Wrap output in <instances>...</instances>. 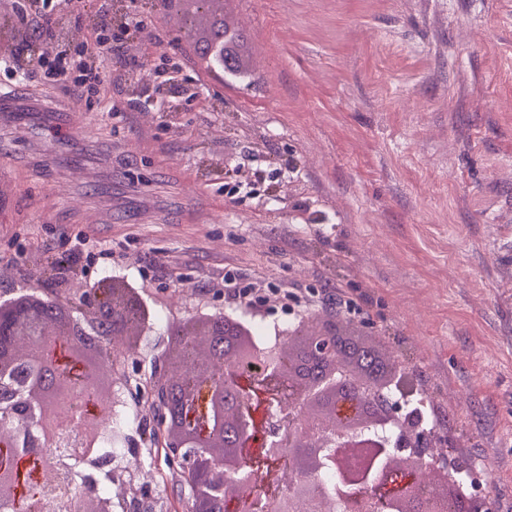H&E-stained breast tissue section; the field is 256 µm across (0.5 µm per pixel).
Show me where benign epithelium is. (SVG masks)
Listing matches in <instances>:
<instances>
[{
    "label": "benign epithelium",
    "instance_id": "benign-epithelium-1",
    "mask_svg": "<svg viewBox=\"0 0 512 512\" xmlns=\"http://www.w3.org/2000/svg\"><path fill=\"white\" fill-rule=\"evenodd\" d=\"M143 310L139 294L130 290L109 295L99 288H78L64 301L44 294L27 309L13 297L0 300V417L15 429L14 445L23 454L30 448L59 447L68 435L86 448L100 440L102 425L85 418L63 373L56 372L45 398L36 395L34 387L46 368L56 365L63 337L92 334L110 339L120 329L141 325ZM224 324L221 314L174 323L169 334L179 345V356L163 361L153 385L154 421L167 432L169 453L182 459L193 476L192 512H223L226 500L253 512L264 494L239 458V451L250 447L255 420L242 403L248 390L241 386L235 366L257 356L290 387L288 402L267 401L269 429L262 444L266 455L286 458L292 466L276 512H296L300 501L307 503L308 512H322L326 498L330 512H336V497L325 496L317 477L327 463L342 471L350 459L361 461L364 469L345 474V486L352 481L388 484L398 475L396 462L401 471L417 472L432 486L433 496L423 499L413 483L400 485L390 512H493L492 495L481 498L455 491L462 479L451 476L432 453L447 440L425 426L422 401L406 389L400 368L394 365L384 380L356 389L346 378L322 372L339 350L336 329L325 319L288 333V343L302 345L313 367L305 379L296 372L297 359L280 343L260 355L253 349L236 355L232 362L226 360L224 348L213 346L209 359L202 360L197 337H222ZM111 357L110 351L96 350L93 366L83 369L82 378L91 397L115 406V389L102 395L94 377L96 371L110 372ZM81 460L74 452L41 456L45 477L36 495H66L69 512H89L92 504L100 512H112V502L93 486L75 490L63 480V472H74ZM15 499V476L3 469L0 504Z\"/></svg>",
    "mask_w": 512,
    "mask_h": 512
}]
</instances>
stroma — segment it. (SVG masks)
<instances>
[{"label": "stroma", "mask_w": 512, "mask_h": 512, "mask_svg": "<svg viewBox=\"0 0 512 512\" xmlns=\"http://www.w3.org/2000/svg\"><path fill=\"white\" fill-rule=\"evenodd\" d=\"M159 4L139 12L159 42L126 55H178L170 111L118 60L112 85L134 107L114 118L86 95L81 136L32 99L0 111L13 146L0 160V297L112 278L148 309L136 354L112 370L118 444L143 468L95 466L98 493L113 512H187L150 381L169 327L226 312L232 276L269 332L294 318L268 293L320 314L347 303L427 397L449 463L490 460L496 512H512V0H225L248 46L265 48L247 79L202 67L189 27ZM43 23L0 0V48L27 46ZM72 207L112 221L89 228ZM82 237L94 244L79 254Z\"/></svg>", "instance_id": "1"}]
</instances>
